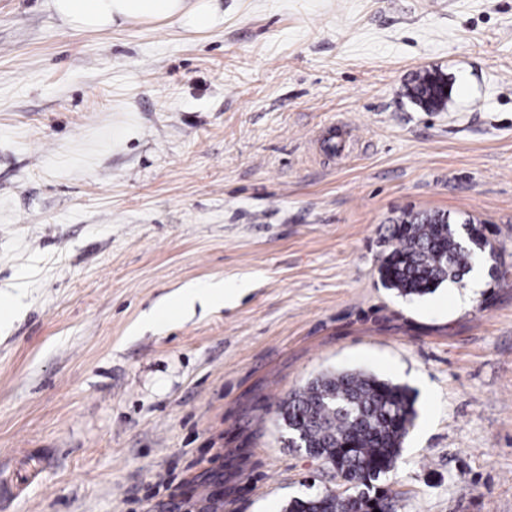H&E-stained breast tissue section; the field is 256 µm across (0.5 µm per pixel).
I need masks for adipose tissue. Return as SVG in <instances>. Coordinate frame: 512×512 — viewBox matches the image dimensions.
Returning <instances> with one entry per match:
<instances>
[{
    "label": "adipose tissue",
    "instance_id": "adipose-tissue-1",
    "mask_svg": "<svg viewBox=\"0 0 512 512\" xmlns=\"http://www.w3.org/2000/svg\"><path fill=\"white\" fill-rule=\"evenodd\" d=\"M50 7L64 25L81 31L121 27L134 20L207 27L220 14L216 0H50Z\"/></svg>",
    "mask_w": 512,
    "mask_h": 512
}]
</instances>
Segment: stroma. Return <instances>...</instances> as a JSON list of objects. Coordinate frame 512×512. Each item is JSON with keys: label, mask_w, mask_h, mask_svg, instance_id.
Segmentation results:
<instances>
[{"label": "stroma", "mask_w": 512, "mask_h": 512, "mask_svg": "<svg viewBox=\"0 0 512 512\" xmlns=\"http://www.w3.org/2000/svg\"><path fill=\"white\" fill-rule=\"evenodd\" d=\"M218 3L92 32L0 0V512L343 490L278 420L342 370L416 397L400 512H512V0ZM419 211L486 225L481 287H382ZM442 83L439 73L420 72L412 80L408 95L414 103L428 111L441 110L448 101V94L445 95L440 87Z\"/></svg>", "instance_id": "1"}]
</instances>
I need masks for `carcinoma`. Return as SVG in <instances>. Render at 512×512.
<instances>
[{
    "mask_svg": "<svg viewBox=\"0 0 512 512\" xmlns=\"http://www.w3.org/2000/svg\"><path fill=\"white\" fill-rule=\"evenodd\" d=\"M443 79L415 76L408 95L428 111L445 107ZM378 267L382 285L403 298H423L443 284L459 283L476 253L494 248L481 224L458 228L441 212H417L395 224ZM289 439L307 455L337 468L355 499L328 490L293 497L281 512H398L399 492L377 481L398 467L402 445L416 417L415 398L399 384L362 371H335L311 380L279 406Z\"/></svg>",
    "mask_w": 512,
    "mask_h": 512,
    "instance_id": "cac0c4a2",
    "label": "carcinoma"
}]
</instances>
